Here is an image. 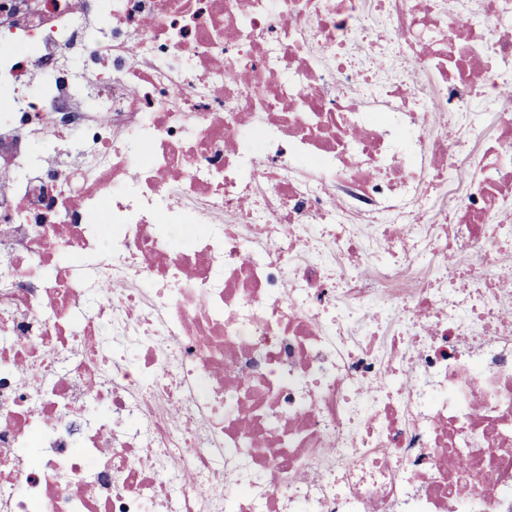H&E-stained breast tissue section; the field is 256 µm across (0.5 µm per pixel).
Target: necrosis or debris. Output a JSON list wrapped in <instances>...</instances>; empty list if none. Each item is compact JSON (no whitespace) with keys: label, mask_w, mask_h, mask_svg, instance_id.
<instances>
[{"label":"necrosis or debris","mask_w":512,"mask_h":512,"mask_svg":"<svg viewBox=\"0 0 512 512\" xmlns=\"http://www.w3.org/2000/svg\"><path fill=\"white\" fill-rule=\"evenodd\" d=\"M481 74L512 0H0V512H512Z\"/></svg>","instance_id":"obj_1"}]
</instances>
